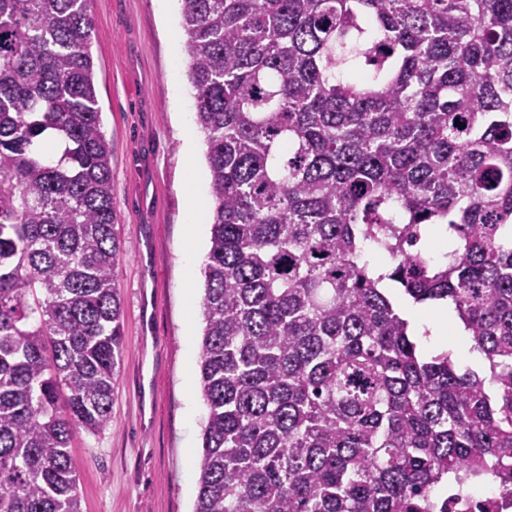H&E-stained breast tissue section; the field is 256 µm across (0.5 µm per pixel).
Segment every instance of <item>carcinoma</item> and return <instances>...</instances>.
<instances>
[{
	"instance_id": "carcinoma-1",
	"label": "carcinoma",
	"mask_w": 512,
	"mask_h": 512,
	"mask_svg": "<svg viewBox=\"0 0 512 512\" xmlns=\"http://www.w3.org/2000/svg\"><path fill=\"white\" fill-rule=\"evenodd\" d=\"M179 2L213 201L194 512L511 495L512 0ZM95 36L90 0H0V512H83L71 439L112 427ZM440 300L487 375L420 354L403 303Z\"/></svg>"
}]
</instances>
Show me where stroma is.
Masks as SVG:
<instances>
[{
	"instance_id": "1",
	"label": "stroma",
	"mask_w": 512,
	"mask_h": 512,
	"mask_svg": "<svg viewBox=\"0 0 512 512\" xmlns=\"http://www.w3.org/2000/svg\"><path fill=\"white\" fill-rule=\"evenodd\" d=\"M91 52L101 122L112 150L124 357L112 428L77 431L71 450L83 512H194L207 408L200 390L202 268L210 212L186 254L185 172L209 198L206 143L181 138L195 119L178 0H92Z\"/></svg>"
}]
</instances>
